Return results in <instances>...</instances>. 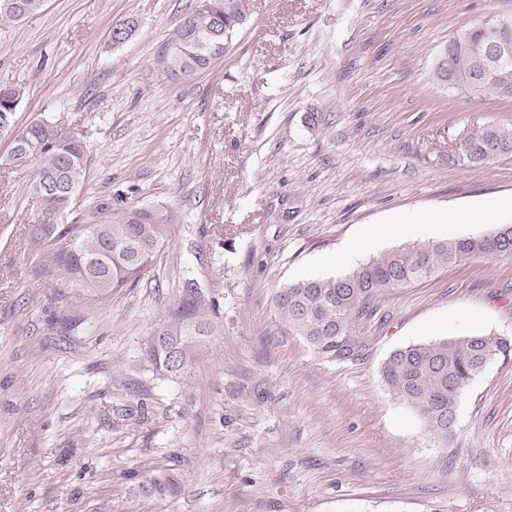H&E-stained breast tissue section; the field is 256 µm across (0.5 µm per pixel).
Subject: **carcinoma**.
<instances>
[{"instance_id": "1", "label": "carcinoma", "mask_w": 512, "mask_h": 512, "mask_svg": "<svg viewBox=\"0 0 512 512\" xmlns=\"http://www.w3.org/2000/svg\"><path fill=\"white\" fill-rule=\"evenodd\" d=\"M21 10L3 7L0 18L19 21L39 11L44 0H19ZM246 20L245 0H199L196 9L178 27L166 59V76L189 77L221 58L235 32ZM484 38L483 24L471 27L467 44L448 38L450 76L460 88L480 83L479 98H504L512 89V60L508 78L491 71L479 80L470 45ZM24 91L0 84V130L11 129ZM507 148L512 156V125L477 132L458 146L472 165L493 160L492 147ZM36 155L38 164L30 184L32 193L50 212L71 207L74 194L86 175L87 153L81 137L49 122L36 121L17 133L10 158L23 151ZM91 224H35L28 246L40 254L42 270L76 287L90 304H100L134 286L151 268L169 240L178 215L164 206L136 210L124 205L123 194L108 197ZM72 240L70 249L50 251L45 245L59 237ZM512 256V224H503L487 235L418 245L404 243L380 258L369 259L336 277H313L280 289L275 304L285 323L302 337L315 354L327 362L362 356L363 343L356 323L372 316L376 298L384 292L423 280L441 267L455 265L472 255ZM169 346L147 340L143 357L153 372L183 376L191 371L197 352L214 334L200 300L189 295L177 309L160 319ZM512 357V337L494 332L475 333L429 343H411L393 351L381 366V377L391 394L410 408L434 439L448 442L453 430L450 417L461 393L491 362ZM179 487L177 477L166 471L146 474L132 487L144 499L161 498Z\"/></svg>"}]
</instances>
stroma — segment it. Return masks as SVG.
<instances>
[{
	"label": "stroma",
	"mask_w": 512,
	"mask_h": 512,
	"mask_svg": "<svg viewBox=\"0 0 512 512\" xmlns=\"http://www.w3.org/2000/svg\"><path fill=\"white\" fill-rule=\"evenodd\" d=\"M247 4L223 58L175 80L163 55L197 0H46L0 21V82L25 91L15 131L70 129L88 159L55 217L0 133V512H512V359L473 380L445 443L380 377L410 343L512 335V258L382 295L345 362L316 356L274 302L343 273L336 255L376 225L512 197V158L456 156L512 124V99L433 78L452 33L512 0ZM130 16L136 35L112 45ZM118 189L179 221L147 275L90 305L41 271L28 229L92 223ZM191 291L215 334L190 373L156 375L144 343ZM157 468L176 494H129Z\"/></svg>",
	"instance_id": "stroma-1"
}]
</instances>
